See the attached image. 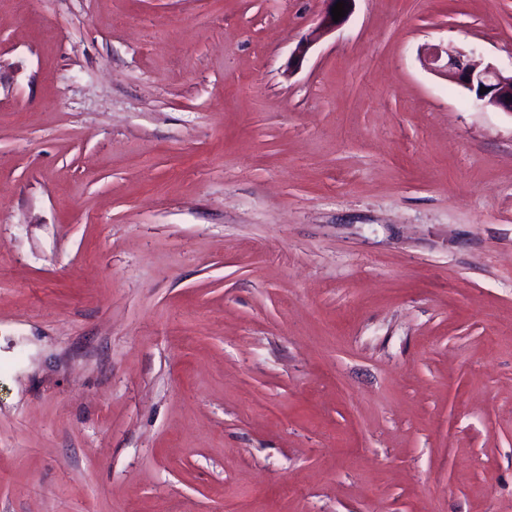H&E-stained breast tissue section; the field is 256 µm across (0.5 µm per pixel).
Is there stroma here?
I'll list each match as a JSON object with an SVG mask.
<instances>
[{
  "instance_id": "1",
  "label": "stroma",
  "mask_w": 512,
  "mask_h": 512,
  "mask_svg": "<svg viewBox=\"0 0 512 512\" xmlns=\"http://www.w3.org/2000/svg\"><path fill=\"white\" fill-rule=\"evenodd\" d=\"M0 0V512H512V0ZM338 1H344V3H346L345 9L348 10L349 13L351 4L354 0H323V2L327 4V7L318 25L305 37V39L297 44L295 50L293 51V59L295 61L299 62L302 60L314 42L319 40L325 34L334 30L336 26L345 20L348 13H346V16L342 17L339 22L333 21L331 10ZM445 53L447 63L444 73L448 81L474 91L483 105L512 114V73L505 76L494 65L472 60L463 52L453 54L447 50ZM481 86L486 88L483 94H480Z\"/></svg>"
}]
</instances>
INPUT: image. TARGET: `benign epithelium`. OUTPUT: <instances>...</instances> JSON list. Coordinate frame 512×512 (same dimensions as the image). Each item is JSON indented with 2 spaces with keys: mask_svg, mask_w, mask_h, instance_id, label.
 Wrapping results in <instances>:
<instances>
[{
  "mask_svg": "<svg viewBox=\"0 0 512 512\" xmlns=\"http://www.w3.org/2000/svg\"><path fill=\"white\" fill-rule=\"evenodd\" d=\"M323 2L327 7L320 22L293 51V59L296 61L302 60L314 42L338 26L331 14L332 7L338 0H323ZM445 76L448 81L475 92L477 100L482 104L512 114V75L506 76L494 65L473 60L466 54L458 52L447 54ZM482 87L486 88L483 94L480 93Z\"/></svg>",
  "mask_w": 512,
  "mask_h": 512,
  "instance_id": "1",
  "label": "benign epithelium"
}]
</instances>
